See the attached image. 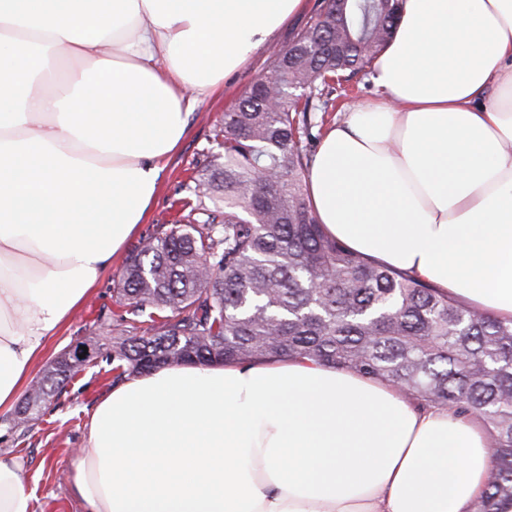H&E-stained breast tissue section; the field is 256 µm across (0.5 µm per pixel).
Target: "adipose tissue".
Wrapping results in <instances>:
<instances>
[{"label": "adipose tissue", "mask_w": 512, "mask_h": 512, "mask_svg": "<svg viewBox=\"0 0 512 512\" xmlns=\"http://www.w3.org/2000/svg\"><path fill=\"white\" fill-rule=\"evenodd\" d=\"M306 0H0V408L143 223L193 104ZM377 94L324 133L331 237L512 320V0H403ZM82 512H467L480 420L306 359L180 364L95 407ZM0 458V512H34Z\"/></svg>", "instance_id": "obj_1"}]
</instances>
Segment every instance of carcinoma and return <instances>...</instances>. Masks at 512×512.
<instances>
[{
  "label": "carcinoma",
  "mask_w": 512,
  "mask_h": 512,
  "mask_svg": "<svg viewBox=\"0 0 512 512\" xmlns=\"http://www.w3.org/2000/svg\"><path fill=\"white\" fill-rule=\"evenodd\" d=\"M399 0H325L273 49L224 113L185 223L134 247L119 279L112 383L168 365L300 358L387 382L420 404L477 417L490 479L472 512L512 508V321L479 314L416 276L328 237L307 204L314 113L366 70ZM224 200V209L205 201ZM77 374L45 369L47 405Z\"/></svg>",
  "instance_id": "cac0c4a2"
}]
</instances>
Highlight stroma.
Returning a JSON list of instances; mask_svg holds the SVG:
<instances>
[{
  "label": "stroma",
  "mask_w": 512,
  "mask_h": 512,
  "mask_svg": "<svg viewBox=\"0 0 512 512\" xmlns=\"http://www.w3.org/2000/svg\"><path fill=\"white\" fill-rule=\"evenodd\" d=\"M271 64L270 52L257 54L247 65L225 79L224 88L194 105L189 130L175 157L160 176V187L144 224L127 241V248L161 229L182 223L183 200L197 176L205 155L222 129L224 114L252 81ZM124 258L113 260L110 270L50 342L46 359L65 347L91 337L111 342L113 325L122 308L116 291ZM105 359L79 372L58 399L47 405L37 421L15 425L13 412L0 410V456H17L26 465V483L34 497L35 512H78L71 494V461L85 444L87 423L97 403L112 388Z\"/></svg>",
  "instance_id": "1"
}]
</instances>
